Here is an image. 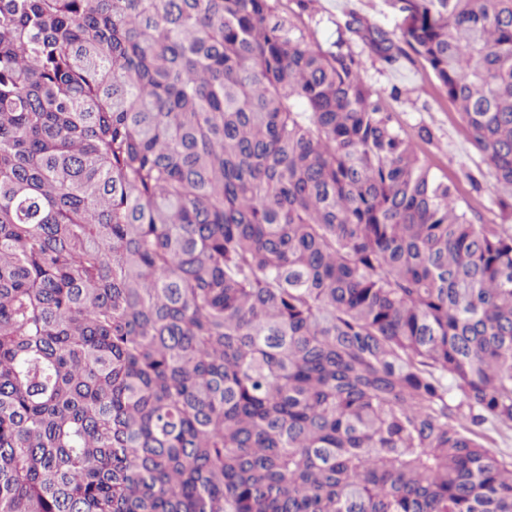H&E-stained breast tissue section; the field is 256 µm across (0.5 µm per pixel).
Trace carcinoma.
Returning <instances> with one entry per match:
<instances>
[{
  "instance_id": "obj_1",
  "label": "carcinoma",
  "mask_w": 512,
  "mask_h": 512,
  "mask_svg": "<svg viewBox=\"0 0 512 512\" xmlns=\"http://www.w3.org/2000/svg\"><path fill=\"white\" fill-rule=\"evenodd\" d=\"M276 2L0 0V512H512V233ZM398 2L512 218V0ZM489 436L488 447L499 459H512V429H492L486 431Z\"/></svg>"
}]
</instances>
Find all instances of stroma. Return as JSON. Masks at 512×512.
<instances>
[{"instance_id":"obj_1","label":"stroma","mask_w":512,"mask_h":512,"mask_svg":"<svg viewBox=\"0 0 512 512\" xmlns=\"http://www.w3.org/2000/svg\"><path fill=\"white\" fill-rule=\"evenodd\" d=\"M317 12L305 23L322 47H330L345 27L346 14L355 11L370 24L398 38L402 15L394 0H319ZM351 50L363 62L362 77L373 90L389 95L395 121L404 133L417 136L420 128L433 135L420 143L422 158L432 172L456 189L461 202L470 205L476 224H503L512 232V219H502L496 205L497 191L486 165L458 133V115L435 90L436 81L417 57H400L386 63L372 54L356 36H349Z\"/></svg>"}]
</instances>
